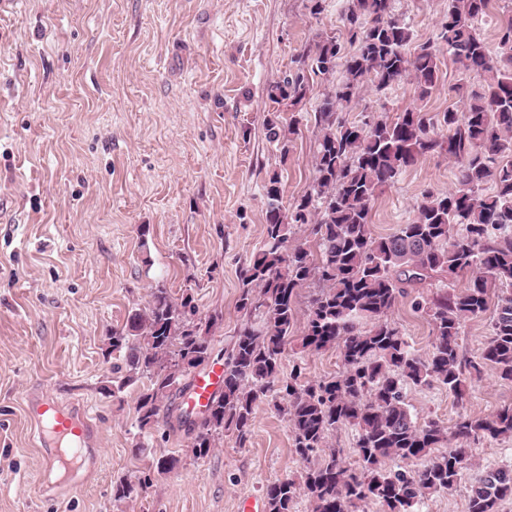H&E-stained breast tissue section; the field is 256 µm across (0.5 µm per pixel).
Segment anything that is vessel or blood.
I'll list each match as a JSON object with an SVG mask.
<instances>
[{
	"mask_svg": "<svg viewBox=\"0 0 512 512\" xmlns=\"http://www.w3.org/2000/svg\"><path fill=\"white\" fill-rule=\"evenodd\" d=\"M223 382L224 367L219 363L196 374L183 395L182 413L202 414ZM26 408L37 427L45 471L98 468L100 450L95 427L85 411L63 405L45 389L30 393Z\"/></svg>",
	"mask_w": 512,
	"mask_h": 512,
	"instance_id": "obj_1",
	"label": "vessel or blood"
}]
</instances>
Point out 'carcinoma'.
Wrapping results in <instances>:
<instances>
[{"label":"carcinoma","instance_id":"carcinoma-1","mask_svg":"<svg viewBox=\"0 0 512 512\" xmlns=\"http://www.w3.org/2000/svg\"><path fill=\"white\" fill-rule=\"evenodd\" d=\"M492 0H444L437 42L411 46L412 31L396 15L393 0H348L341 13V36L321 34L292 59L288 75L270 87L269 98L296 106L306 97L308 74L329 82L314 112L318 134L309 190L285 207L281 181L269 177L262 246L239 271L238 309L244 320L224 359V389L206 413L184 420L197 460L207 458L226 432L244 444L254 407L267 399L286 415L293 447L306 463L300 478L267 487V512H292L304 496L310 512H419L424 499L450 493L474 468L467 444L512 438V405L490 417L458 416L452 432L434 419L420 423L405 400L407 387L443 385L464 396L468 378L485 366L512 381V14L497 26L498 51L489 49L478 22ZM448 51L466 74L480 78L452 87L462 110L432 118L407 109L394 119L367 112L350 120L346 112L369 88L381 93L409 79L420 97L439 81V56ZM293 125L269 128V139L288 155ZM456 163L455 188L426 190L416 214L385 237L370 229L377 192L402 170L427 155ZM308 226L319 254L293 242L294 228ZM470 271L473 279L458 293L416 301L433 323L432 350H410L401 330L388 319L399 298L423 284ZM314 287L301 335L294 336L297 297ZM497 293L492 333L478 365L460 354L463 323L488 310ZM194 296L176 298L165 284L152 289L142 309L108 336L109 353L123 355L120 387L147 384L136 401L137 426L146 434L159 424L161 407L189 387L188 371L209 364L211 329L223 320L215 312L197 318ZM304 350L336 348L343 371L328 380L303 383L300 371L285 377L281 360L288 345ZM341 426L355 431V466L336 450L307 465ZM390 459L415 467L392 470ZM160 457L137 482L112 485L116 500L152 484V474L174 468ZM512 499V468L472 477L468 512H499Z\"/></svg>","mask_w":512,"mask_h":512}]
</instances>
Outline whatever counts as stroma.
Returning a JSON list of instances; mask_svg holds the SVG:
<instances>
[{
    "mask_svg": "<svg viewBox=\"0 0 512 512\" xmlns=\"http://www.w3.org/2000/svg\"><path fill=\"white\" fill-rule=\"evenodd\" d=\"M18 0L0 15V512H237L240 497L298 477L303 465L285 415L254 408L245 444L224 434L194 459L176 407L140 433L138 386L107 389L119 354L113 328L164 283L191 290L200 317L221 312L213 352L223 355L243 314L239 270L263 241L264 186L279 175L282 202L309 188L323 83L298 107L267 89L321 32L338 31L345 0ZM414 43L434 41L443 0H393ZM427 98L410 81L365 91L351 115L412 108L429 116L460 108L451 91L461 66L440 56ZM296 123L289 156L268 139V122ZM455 164L429 155L380 190L371 230L384 236L414 214L423 191L455 186ZM412 350L433 341L429 316L412 297L389 314ZM315 382L337 375V350L289 346L283 373ZM51 390L84 408L98 432V470L57 494L44 473L23 401ZM418 421L453 428L459 414H495L512 404V382L483 369L463 398L440 385L406 390ZM144 454H137V447ZM176 458L148 492L125 500L112 485L135 479L153 459Z\"/></svg>",
    "mask_w": 512,
    "mask_h": 512,
    "instance_id": "obj_1",
    "label": "stroma"
}]
</instances>
